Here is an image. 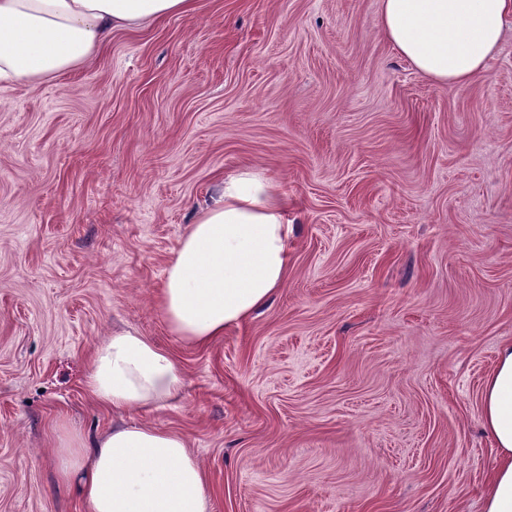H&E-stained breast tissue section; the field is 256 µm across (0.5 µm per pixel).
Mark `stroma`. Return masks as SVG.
I'll return each instance as SVG.
<instances>
[{"label": "stroma", "instance_id": "stroma-1", "mask_svg": "<svg viewBox=\"0 0 512 512\" xmlns=\"http://www.w3.org/2000/svg\"><path fill=\"white\" fill-rule=\"evenodd\" d=\"M379 0H196L0 89V512H85L57 448L94 348L150 337L183 377L209 512H483L482 387L512 344V18L464 85L400 57ZM286 199L288 277L206 346L164 268L229 173Z\"/></svg>", "mask_w": 512, "mask_h": 512}]
</instances>
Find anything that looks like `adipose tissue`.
Wrapping results in <instances>:
<instances>
[{
    "label": "adipose tissue",
    "mask_w": 512,
    "mask_h": 512,
    "mask_svg": "<svg viewBox=\"0 0 512 512\" xmlns=\"http://www.w3.org/2000/svg\"><path fill=\"white\" fill-rule=\"evenodd\" d=\"M194 0H0V82L39 83L91 60L113 30L192 11ZM512 0H380L378 24L426 77L462 85L499 50ZM293 233L273 184L249 170L224 179L164 269L162 309L171 331L204 345L264 306L288 274ZM182 379L153 339L123 330L96 346L89 396L116 412L166 408ZM482 425L499 456L484 512H512V345L498 352L482 392ZM59 480L76 484L86 512H207L204 469L185 438L122 422L58 449Z\"/></svg>",
    "instance_id": "obj_1"
}]
</instances>
